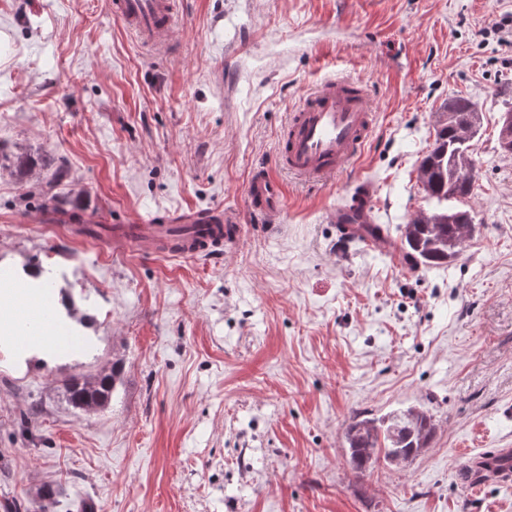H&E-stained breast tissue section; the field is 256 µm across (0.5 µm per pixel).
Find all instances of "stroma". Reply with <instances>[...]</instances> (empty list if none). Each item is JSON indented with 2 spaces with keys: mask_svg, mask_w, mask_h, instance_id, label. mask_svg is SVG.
<instances>
[{
  "mask_svg": "<svg viewBox=\"0 0 512 512\" xmlns=\"http://www.w3.org/2000/svg\"><path fill=\"white\" fill-rule=\"evenodd\" d=\"M174 44L143 50L106 0H0V146L49 160L67 216L0 172V289L39 266L85 350L0 355V512H512L468 491V458L512 448V0H181ZM368 86L375 128L335 179L280 180L246 207L299 101L327 76ZM481 115L476 231L441 267L397 260L432 206L418 178L448 99ZM387 245L330 219L358 179ZM239 216L221 259L115 253L71 223ZM116 372L100 407L65 383ZM427 410L412 461L359 475L357 413ZM52 488L50 506L41 492ZM249 210L264 222H273L284 206V189L272 169L256 168L248 183Z\"/></svg>",
  "mask_w": 512,
  "mask_h": 512,
  "instance_id": "1",
  "label": "stroma"
}]
</instances>
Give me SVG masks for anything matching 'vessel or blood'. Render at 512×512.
<instances>
[{"mask_svg":"<svg viewBox=\"0 0 512 512\" xmlns=\"http://www.w3.org/2000/svg\"><path fill=\"white\" fill-rule=\"evenodd\" d=\"M112 17L131 31L146 48L158 49L169 40L175 22L173 0H107ZM374 112L368 87L360 81L332 78L304 99L292 113L277 146V164L308 184L320 183L353 160L368 141ZM247 205L262 221L271 222L284 206V189L274 170L256 168L248 183ZM94 239L109 240L114 248L159 255L197 256L235 243L234 216L215 209L190 215L178 224H93ZM489 483L512 487V470L489 469L469 485L478 493Z\"/></svg>","mask_w":512,"mask_h":512,"instance_id":"obj_1","label":"vessel or blood"}]
</instances>
